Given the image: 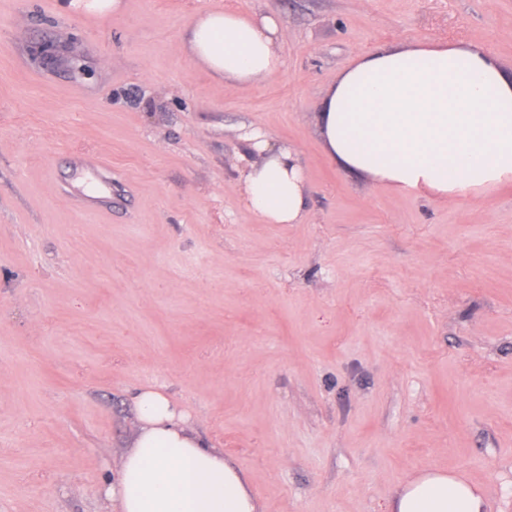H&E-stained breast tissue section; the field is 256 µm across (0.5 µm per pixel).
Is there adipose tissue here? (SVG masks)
Segmentation results:
<instances>
[{
    "label": "adipose tissue",
    "instance_id": "obj_1",
    "mask_svg": "<svg viewBox=\"0 0 512 512\" xmlns=\"http://www.w3.org/2000/svg\"><path fill=\"white\" fill-rule=\"evenodd\" d=\"M274 14L207 11L188 26L183 53L225 85L258 84L283 64ZM317 126L341 168L400 194L452 201L512 182V72L483 46L419 42L356 55L325 90ZM240 192L268 224H299L307 184L297 149L242 135ZM139 428L117 480L105 486L119 512H263L247 475L190 428L173 398L133 397ZM386 512H487L481 489L447 469L399 485Z\"/></svg>",
    "mask_w": 512,
    "mask_h": 512
}]
</instances>
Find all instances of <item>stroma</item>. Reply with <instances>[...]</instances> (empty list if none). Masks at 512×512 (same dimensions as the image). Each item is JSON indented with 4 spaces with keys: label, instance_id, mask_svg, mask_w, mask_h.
Returning a JSON list of instances; mask_svg holds the SVG:
<instances>
[{
    "label": "stroma",
    "instance_id": "obj_1",
    "mask_svg": "<svg viewBox=\"0 0 512 512\" xmlns=\"http://www.w3.org/2000/svg\"><path fill=\"white\" fill-rule=\"evenodd\" d=\"M0 0V512H118L157 386L264 512H382L457 471L512 512V184L447 203L340 170L316 114L359 53L463 41L512 69V0ZM272 12L283 65L224 86L179 43ZM296 147L299 224L244 205L240 129ZM108 212L83 210L86 161ZM124 0H67L61 5L69 13H86L104 16L119 13L124 8Z\"/></svg>",
    "mask_w": 512,
    "mask_h": 512
}]
</instances>
